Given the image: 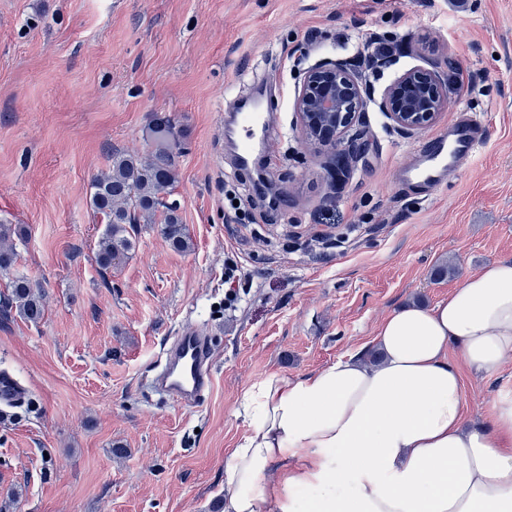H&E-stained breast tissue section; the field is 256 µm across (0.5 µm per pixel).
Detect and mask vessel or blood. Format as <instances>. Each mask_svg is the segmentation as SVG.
Here are the masks:
<instances>
[{"mask_svg":"<svg viewBox=\"0 0 512 512\" xmlns=\"http://www.w3.org/2000/svg\"><path fill=\"white\" fill-rule=\"evenodd\" d=\"M241 165H248L264 132L267 116L261 105L238 113ZM489 134L485 125L462 121L449 134L437 136L420 149L417 160L402 171L404 181L423 186L435 185L446 172L448 160H463L475 151ZM164 363L154 378L157 391L186 404L197 403L212 386V355L205 336L187 329L176 336L162 353Z\"/></svg>","mask_w":512,"mask_h":512,"instance_id":"obj_1","label":"vessel or blood"}]
</instances>
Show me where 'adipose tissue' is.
<instances>
[{
    "label": "adipose tissue",
    "instance_id": "adipose-tissue-1",
    "mask_svg": "<svg viewBox=\"0 0 512 512\" xmlns=\"http://www.w3.org/2000/svg\"><path fill=\"white\" fill-rule=\"evenodd\" d=\"M454 345L477 376L512 360V260L386 317L378 361L349 353L250 386L223 512H512V390L466 424Z\"/></svg>",
    "mask_w": 512,
    "mask_h": 512
}]
</instances>
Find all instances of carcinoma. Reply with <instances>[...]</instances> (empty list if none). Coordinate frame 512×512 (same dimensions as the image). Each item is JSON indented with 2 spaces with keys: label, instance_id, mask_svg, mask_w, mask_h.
<instances>
[{
  "label": "carcinoma",
  "instance_id": "obj_1",
  "mask_svg": "<svg viewBox=\"0 0 512 512\" xmlns=\"http://www.w3.org/2000/svg\"><path fill=\"white\" fill-rule=\"evenodd\" d=\"M182 130L167 116H157L148 127L151 149L145 154L112 153L108 164L91 182L90 208L102 218L105 230L98 242L96 259L103 268L119 263L135 246L134 225L155 224L161 237L176 251L190 247L180 203L170 198L177 180L176 158L181 153ZM23 229L0 224V273L12 274L0 311L15 312L22 319L40 323L45 315L40 286L16 272L17 242Z\"/></svg>",
  "mask_w": 512,
  "mask_h": 512
}]
</instances>
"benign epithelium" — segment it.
Listing matches in <instances>:
<instances>
[{"label":"benign epithelium","instance_id":"benign-epithelium-1","mask_svg":"<svg viewBox=\"0 0 512 512\" xmlns=\"http://www.w3.org/2000/svg\"><path fill=\"white\" fill-rule=\"evenodd\" d=\"M367 105L359 73L346 59H325L307 68L294 100L302 137L334 150L331 179L346 178L363 157L365 142L353 132L357 114ZM378 108L390 125L409 136L448 111V79L435 66L410 69L386 85Z\"/></svg>","mask_w":512,"mask_h":512}]
</instances>
